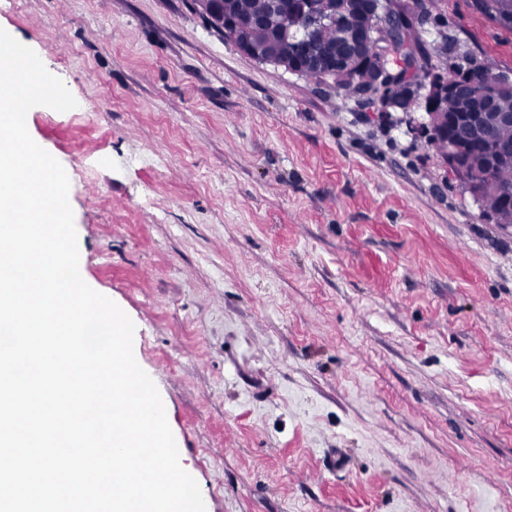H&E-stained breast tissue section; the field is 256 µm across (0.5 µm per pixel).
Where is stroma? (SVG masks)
Masks as SVG:
<instances>
[{
    "label": "stroma",
    "mask_w": 512,
    "mask_h": 512,
    "mask_svg": "<svg viewBox=\"0 0 512 512\" xmlns=\"http://www.w3.org/2000/svg\"><path fill=\"white\" fill-rule=\"evenodd\" d=\"M440 76L512 33L434 0ZM77 101L27 115L206 512H512V224L381 113L184 0H0Z\"/></svg>",
    "instance_id": "1"
}]
</instances>
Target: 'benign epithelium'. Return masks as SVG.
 Here are the masks:
<instances>
[{
    "label": "benign epithelium",
    "instance_id": "obj_1",
    "mask_svg": "<svg viewBox=\"0 0 512 512\" xmlns=\"http://www.w3.org/2000/svg\"><path fill=\"white\" fill-rule=\"evenodd\" d=\"M273 11H286L305 21L301 28L282 27L269 32L261 18L236 17L233 0H196L194 7L225 34H236L241 25L254 32L237 43L246 56L274 64L297 74L317 71L324 78L340 81L350 69L364 70L357 97L379 112L419 107L428 112L432 135L448 142L443 163L479 201L494 194L502 205L512 203L486 175L470 163L471 152L482 150L484 169L512 166V143L493 137L496 129L512 128V110L500 105L512 92V83L487 69L475 85L463 87L451 78L424 85L420 74L423 59L403 53L401 41L407 28L415 25L411 13L394 4L384 8L381 0H267ZM336 27V40L317 43L313 29ZM426 93H421V90Z\"/></svg>",
    "mask_w": 512,
    "mask_h": 512
}]
</instances>
